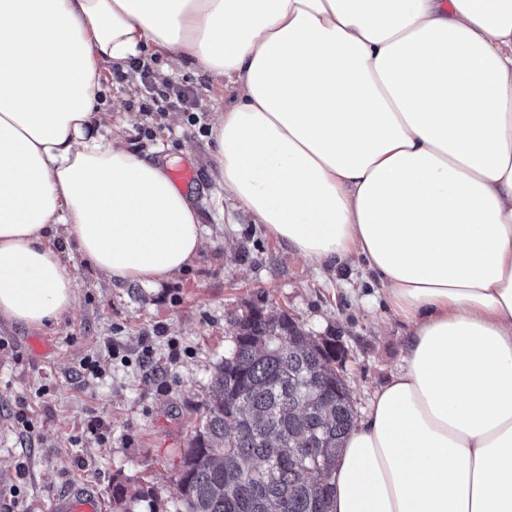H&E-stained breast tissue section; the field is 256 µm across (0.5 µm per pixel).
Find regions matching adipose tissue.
Listing matches in <instances>:
<instances>
[{
    "label": "adipose tissue",
    "instance_id": "ef3b65f1",
    "mask_svg": "<svg viewBox=\"0 0 512 512\" xmlns=\"http://www.w3.org/2000/svg\"><path fill=\"white\" fill-rule=\"evenodd\" d=\"M157 49L230 93L218 206L313 268L353 256L409 334L347 435L331 512H512V0H0V317L77 278L153 285L203 246L164 158L93 98Z\"/></svg>",
    "mask_w": 512,
    "mask_h": 512
}]
</instances>
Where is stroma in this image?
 Returning <instances> with one entry per match:
<instances>
[{
    "label": "stroma",
    "instance_id": "obj_1",
    "mask_svg": "<svg viewBox=\"0 0 512 512\" xmlns=\"http://www.w3.org/2000/svg\"><path fill=\"white\" fill-rule=\"evenodd\" d=\"M172 82L193 92L194 110L213 122L224 94L208 73L170 63ZM137 74L108 80L95 104L113 119L135 116L119 132L130 149L164 155L197 174L186 188L205 245L179 275L159 285L107 280L76 260L77 302L43 331L0 319V512H47L76 481L92 484L100 512H182L181 452L205 409L216 367L233 347L234 322L258 307L287 315L341 355L357 417L402 364L407 325L393 317L365 262L313 269L244 213L225 221L214 201L216 147L186 113L156 140L138 143L152 116ZM151 352L142 339L155 326ZM53 349L33 352V336ZM125 487L122 503L112 490Z\"/></svg>",
    "mask_w": 512,
    "mask_h": 512
}]
</instances>
